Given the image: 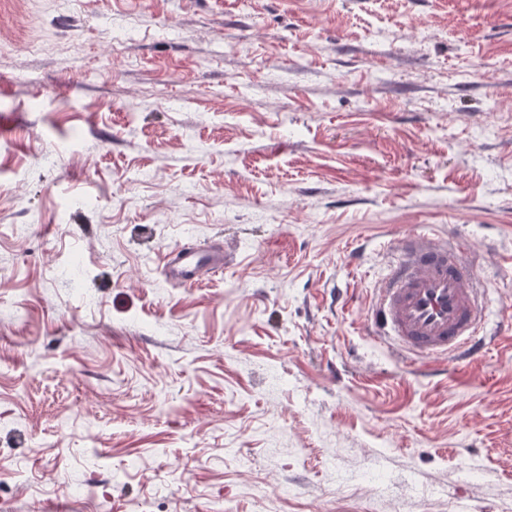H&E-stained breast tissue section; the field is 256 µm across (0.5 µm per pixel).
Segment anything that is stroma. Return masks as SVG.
<instances>
[{
	"label": "stroma",
	"instance_id": "obj_1",
	"mask_svg": "<svg viewBox=\"0 0 512 512\" xmlns=\"http://www.w3.org/2000/svg\"><path fill=\"white\" fill-rule=\"evenodd\" d=\"M426 228L499 333L432 376ZM511 340L512 0H0V512H501ZM395 251L366 308L367 333L414 364L485 353V289L463 258L466 245L425 229L402 237ZM224 266V246L219 243L199 250L186 244L180 250L167 255L163 275L167 281L183 284L198 282L205 274Z\"/></svg>",
	"mask_w": 512,
	"mask_h": 512
}]
</instances>
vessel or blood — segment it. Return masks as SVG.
I'll return each instance as SVG.
<instances>
[{
  "mask_svg": "<svg viewBox=\"0 0 512 512\" xmlns=\"http://www.w3.org/2000/svg\"><path fill=\"white\" fill-rule=\"evenodd\" d=\"M465 250L430 229L402 237L366 308L368 334L414 364L485 353L484 285ZM223 265V244L201 250L189 243L167 255L163 275L192 284Z\"/></svg>",
  "mask_w": 512,
  "mask_h": 512,
  "instance_id": "b4317fda",
  "label": "vessel or blood"
}]
</instances>
